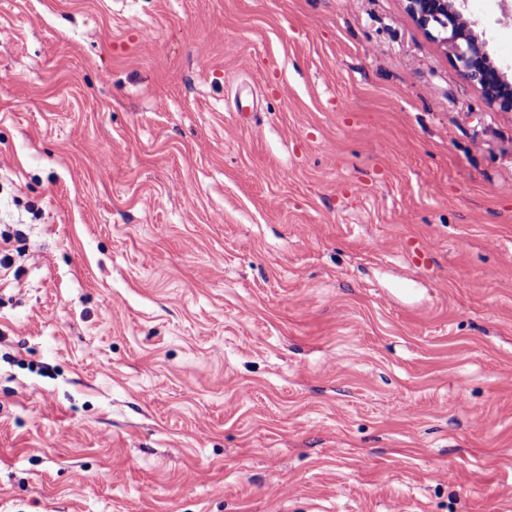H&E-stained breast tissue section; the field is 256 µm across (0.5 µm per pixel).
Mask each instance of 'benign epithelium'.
<instances>
[{"label": "benign epithelium", "instance_id": "benign-epithelium-1", "mask_svg": "<svg viewBox=\"0 0 512 512\" xmlns=\"http://www.w3.org/2000/svg\"><path fill=\"white\" fill-rule=\"evenodd\" d=\"M415 24L443 46L453 66L482 99L500 112H512V75L488 50L487 40L476 32L477 23L465 17L467 0H404Z\"/></svg>", "mask_w": 512, "mask_h": 512}]
</instances>
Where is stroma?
<instances>
[{
    "label": "stroma",
    "instance_id": "35a3bbf8",
    "mask_svg": "<svg viewBox=\"0 0 512 512\" xmlns=\"http://www.w3.org/2000/svg\"><path fill=\"white\" fill-rule=\"evenodd\" d=\"M8 224L0 512H512V112L403 0H0Z\"/></svg>",
    "mask_w": 512,
    "mask_h": 512
}]
</instances>
